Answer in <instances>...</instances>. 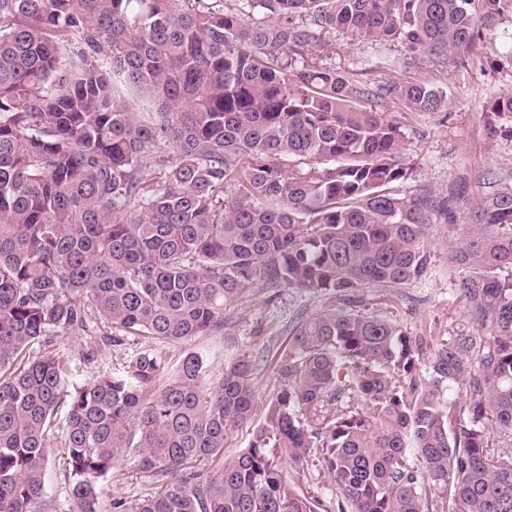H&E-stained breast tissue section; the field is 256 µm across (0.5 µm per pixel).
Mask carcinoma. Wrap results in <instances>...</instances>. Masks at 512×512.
Wrapping results in <instances>:
<instances>
[{
  "label": "carcinoma",
  "instance_id": "cac0c4a2",
  "mask_svg": "<svg viewBox=\"0 0 512 512\" xmlns=\"http://www.w3.org/2000/svg\"><path fill=\"white\" fill-rule=\"evenodd\" d=\"M512 0H0V512H46L51 449L69 512H102L121 457L156 484L112 512H512V188L450 245L483 333L421 347L365 307L430 264L457 194L410 176L394 102L448 107L424 80L369 88L316 62L340 29L463 63ZM337 303L288 326L281 382L248 448L256 365L203 354L259 285ZM54 336L139 348L74 378ZM470 393L465 403L444 388ZM220 460L206 475L198 465Z\"/></svg>",
  "mask_w": 512,
  "mask_h": 512
}]
</instances>
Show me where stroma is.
<instances>
[{"label": "stroma", "mask_w": 512, "mask_h": 512, "mask_svg": "<svg viewBox=\"0 0 512 512\" xmlns=\"http://www.w3.org/2000/svg\"><path fill=\"white\" fill-rule=\"evenodd\" d=\"M323 54L337 69L363 73L365 81L373 85L383 80L387 63L399 60L408 65L409 76L431 81L446 94L447 111L411 112L397 105L392 112L402 124L406 153L412 161V174L400 185V194L411 196L422 188L439 193L447 191L449 184H457L461 199L455 224L431 226L427 238L431 262L423 278L404 288H369L364 296L379 316L401 325L411 336L447 340L477 333L478 326L466 315L456 291L457 272L448 246L466 234L468 201L512 187V118H498L496 134L486 131L492 103L512 94V54L493 36L476 47L465 65L440 69L432 67L424 53L410 52L401 44L356 43L341 32L334 33ZM329 302L328 296L292 288L281 289L275 297L258 288L235 308L229 334L199 336L192 346L207 355L215 378L233 351L252 357L257 365L255 419L260 422L280 386L267 360L269 347L287 344L282 328L294 314L316 313ZM153 490L133 459L125 458L117 462L104 486L102 508L109 512L116 500L134 504Z\"/></svg>", "instance_id": "obj_1"}]
</instances>
